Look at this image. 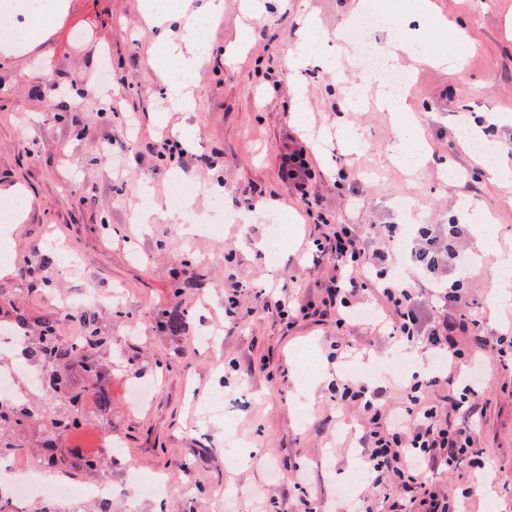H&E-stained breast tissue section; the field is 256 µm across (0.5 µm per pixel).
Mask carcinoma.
<instances>
[{"instance_id": "1", "label": "carcinoma", "mask_w": 512, "mask_h": 512, "mask_svg": "<svg viewBox=\"0 0 512 512\" xmlns=\"http://www.w3.org/2000/svg\"><path fill=\"white\" fill-rule=\"evenodd\" d=\"M6 314L10 325L27 339L32 325L25 311L13 306ZM188 319L187 311L174 307L158 313L156 323L177 336L184 331ZM69 321L78 326L80 335L66 341L61 332L63 325ZM111 346L112 336L87 312L74 317L58 313L51 318L38 320V336L35 341L26 342L24 356L44 364V393L37 402L30 400L20 405L0 402V457L20 455L26 448L22 441L7 439L9 434L40 425L47 434L43 441L45 452L31 458L34 465L62 476H75L87 469L104 467L105 463L101 459L86 456L76 448L65 456H56L54 436L83 428L80 424L81 410L92 394L96 395L100 410L106 415L111 413L112 400L107 393H91L77 388L69 376L64 374L65 370L73 366L79 367L85 374H98V353Z\"/></svg>"}]
</instances>
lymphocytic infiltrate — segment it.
<instances>
[{"label":"lymphocytic infiltrate","mask_w":512,"mask_h":512,"mask_svg":"<svg viewBox=\"0 0 512 512\" xmlns=\"http://www.w3.org/2000/svg\"><path fill=\"white\" fill-rule=\"evenodd\" d=\"M462 236V225L432 224L420 227L409 242L391 237L369 250L359 225L340 224L331 243L335 274L330 303L338 323L363 319L365 309L359 298L372 290L386 304L395 336L407 342L420 336L426 339L430 368L425 377L404 385L407 404L401 410H387L379 402L370 376L336 385L342 399L358 406L366 418V480L380 489L391 478L400 479L412 492L411 502L425 512L450 509L447 497L429 487L427 471L440 466L451 469L463 461L476 467L484 456L474 434L485 368L474 361L463 364L461 352L448 344L447 323L427 322L418 303L417 290L423 287L448 310L461 309L465 302L462 279L470 265ZM405 249L422 273L419 284H410L401 275ZM441 384L447 385V393L430 397V388Z\"/></svg>","instance_id":"f902f5d3"}]
</instances>
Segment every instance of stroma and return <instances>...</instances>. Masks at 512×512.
Listing matches in <instances>:
<instances>
[{
    "instance_id": "35a3bbf8",
    "label": "stroma",
    "mask_w": 512,
    "mask_h": 512,
    "mask_svg": "<svg viewBox=\"0 0 512 512\" xmlns=\"http://www.w3.org/2000/svg\"><path fill=\"white\" fill-rule=\"evenodd\" d=\"M58 2L38 36L0 52V199L21 195L30 202L12 226L16 261L0 267V308L49 316L58 295L75 286L126 289L122 304L93 309L112 337L97 387L112 399V434L122 441L113 484L123 487L128 470L163 476L173 512H222L215 497L231 485L244 492L236 512H253L256 493L267 512H302L308 502L317 512H343L339 486L351 480L372 512H391L408 492L394 479L375 494L360 482L364 418L340 400L336 381L350 366L372 367L396 350L419 366L424 345L400 346L389 328L373 322L337 325L335 309L325 304L333 274L327 247L340 224L402 223L405 200L423 223L464 224V245L478 237L495 245L493 253L477 254L464 283L466 313L489 333L512 328V299L495 298L498 257L512 254V187L492 181L457 135L463 121L475 120L485 124L487 142L512 140V0H433L446 24L429 33L428 51L447 53L460 29L472 44L459 76L400 62L414 72L407 105L420 117L417 133L431 152L412 174L387 157L401 121L372 107L349 109L336 93L343 80L373 95L380 75L368 59L345 45L339 73L301 77L288 69L301 42V14L317 16L332 34L352 20V0H288L286 10L249 23L241 0H224L203 31L210 51L192 88L194 107L167 114L164 62L147 63L144 54L149 44L179 40V29L157 34L145 24L140 0ZM78 30L88 35L79 49ZM102 48L109 53L104 75ZM299 82L302 112L295 109ZM343 120L357 125L359 152H347L336 138ZM186 126L193 135L184 154L159 159L161 138ZM107 142L108 159L101 154ZM296 156L310 171L301 190L288 177ZM445 164L454 167V180L439 179ZM179 173L200 187V215L209 211V189L221 188L227 209L248 223L228 222L222 237L183 243L173 233L182 215L167 199ZM145 187L161 212L139 224L135 207ZM472 198L486 211L477 222L459 214ZM283 216L288 239L272 260L258 243ZM49 232L82 257L77 273L58 261H32ZM178 279L189 288L175 291ZM267 288L287 299L288 318L262 308L258 295ZM303 305L312 313L300 314ZM174 306L192 314L178 336L154 321ZM211 320L223 331L204 348L197 333ZM133 321L141 324L134 339ZM303 349L322 359L325 378L317 385L299 383ZM142 381L156 387L136 407L132 393ZM219 393L234 410L231 421L209 410ZM480 405L476 440L487 454L485 469L438 468L429 479L456 512H486L491 502L498 512H512V367L495 370ZM243 447L255 449L254 464H239Z\"/></svg>"
}]
</instances>
